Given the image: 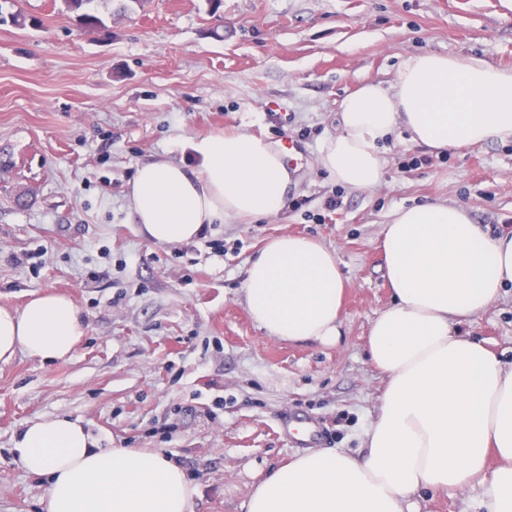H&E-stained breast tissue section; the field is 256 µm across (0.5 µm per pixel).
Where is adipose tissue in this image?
Here are the masks:
<instances>
[{"label": "adipose tissue", "mask_w": 512, "mask_h": 512, "mask_svg": "<svg viewBox=\"0 0 512 512\" xmlns=\"http://www.w3.org/2000/svg\"><path fill=\"white\" fill-rule=\"evenodd\" d=\"M410 142L457 153L512 142V72L473 56L425 52L387 86L368 83L340 103L319 167L357 191L381 184L396 129ZM190 169L166 159L139 166L130 212L152 243L175 245L205 225L260 218L286 206L290 174L250 133L194 140ZM380 248L392 303L372 323L366 353L384 376L359 456L313 451L269 471L246 512H405L419 490L454 494L478 483L487 512H512V368L459 332L512 287V236H494L456 202L394 211ZM345 276L335 252L306 236L271 240L247 270L252 321L281 341L337 342ZM86 333L66 295L0 307V361L18 351L44 362L72 356ZM15 460L43 477L44 512H193L194 488L165 454L103 448L67 416L27 422Z\"/></svg>", "instance_id": "obj_1"}]
</instances>
